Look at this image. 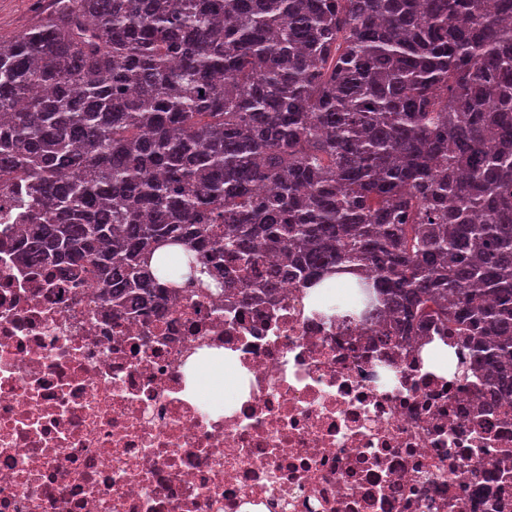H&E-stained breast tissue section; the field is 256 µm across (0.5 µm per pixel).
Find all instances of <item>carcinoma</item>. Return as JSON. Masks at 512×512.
<instances>
[{"instance_id": "obj_1", "label": "carcinoma", "mask_w": 512, "mask_h": 512, "mask_svg": "<svg viewBox=\"0 0 512 512\" xmlns=\"http://www.w3.org/2000/svg\"><path fill=\"white\" fill-rule=\"evenodd\" d=\"M11 246L121 316L347 271L512 401V0H57L0 37Z\"/></svg>"}]
</instances>
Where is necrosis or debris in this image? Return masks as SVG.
Returning <instances> with one entry per match:
<instances>
[{
  "label": "necrosis or debris",
  "instance_id": "4bbe7bcc",
  "mask_svg": "<svg viewBox=\"0 0 512 512\" xmlns=\"http://www.w3.org/2000/svg\"><path fill=\"white\" fill-rule=\"evenodd\" d=\"M305 288L126 319L0 249V512H512V403Z\"/></svg>",
  "mask_w": 512,
  "mask_h": 512
}]
</instances>
